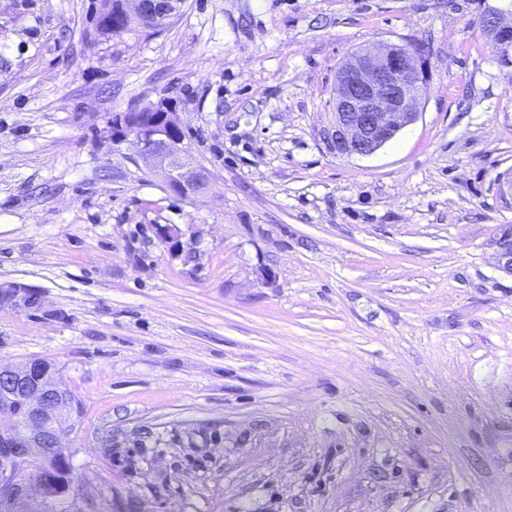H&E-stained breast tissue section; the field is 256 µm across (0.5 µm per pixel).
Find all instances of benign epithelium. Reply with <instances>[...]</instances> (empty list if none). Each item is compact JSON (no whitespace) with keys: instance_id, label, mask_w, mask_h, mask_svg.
Segmentation results:
<instances>
[{"instance_id":"1","label":"benign epithelium","mask_w":512,"mask_h":512,"mask_svg":"<svg viewBox=\"0 0 512 512\" xmlns=\"http://www.w3.org/2000/svg\"><path fill=\"white\" fill-rule=\"evenodd\" d=\"M184 0H113L107 27L120 32L147 28L181 12ZM487 37L505 54L503 65L512 66V13L484 15ZM427 51L421 45H383L348 55L336 69L333 120L323 129L330 151L339 157H366L392 141L419 117L428 89ZM112 138L132 139L139 157L159 169L173 193L189 200L204 194L209 173L181 149L184 131L172 105L160 100L137 107L112 122ZM499 266L512 273V226L502 227L492 241ZM0 303L18 309L31 305L23 288H0ZM22 403L24 429H18L14 408ZM76 413L64 395V384L55 368L42 359L21 366L0 367V505L23 501L31 484L25 465L37 458L40 495L48 500L55 492L72 488L71 455L64 441Z\"/></svg>"}]
</instances>
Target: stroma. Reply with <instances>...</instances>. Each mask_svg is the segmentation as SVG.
Here are the masks:
<instances>
[{
	"label": "stroma",
	"instance_id": "stroma-1",
	"mask_svg": "<svg viewBox=\"0 0 512 512\" xmlns=\"http://www.w3.org/2000/svg\"><path fill=\"white\" fill-rule=\"evenodd\" d=\"M512 0H0V366L81 413L57 512H512ZM425 45L418 119L332 154L338 65ZM176 106L204 196L112 120ZM175 224L178 242L155 227ZM184 0H112L109 16L105 19L108 28L120 32L138 28L147 29L152 21L166 20L177 15L184 6ZM484 29L489 40L498 46L501 54H505L503 65L511 67L512 63L509 61L512 57L511 11H497L491 14H485ZM496 247L499 266L512 273V226L502 227L498 236L492 241Z\"/></svg>",
	"mask_w": 512,
	"mask_h": 512
}]
</instances>
